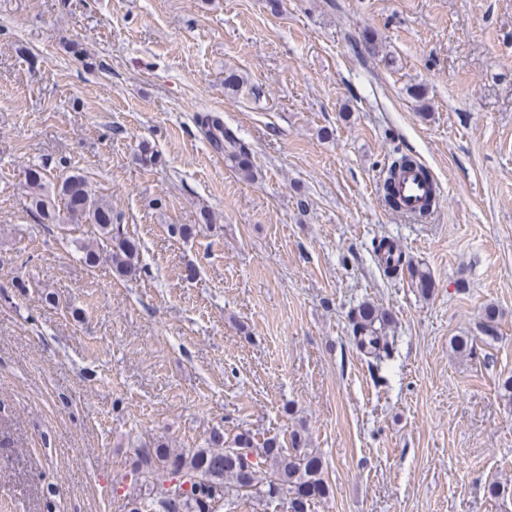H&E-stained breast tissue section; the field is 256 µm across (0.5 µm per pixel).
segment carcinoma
<instances>
[{
	"instance_id": "1",
	"label": "carcinoma",
	"mask_w": 512,
	"mask_h": 512,
	"mask_svg": "<svg viewBox=\"0 0 512 512\" xmlns=\"http://www.w3.org/2000/svg\"><path fill=\"white\" fill-rule=\"evenodd\" d=\"M197 123L216 149L232 157L239 171L251 174L248 148L224 127L220 117L202 113ZM407 160L406 154L393 159L381 185L384 201L391 208V181ZM26 192L40 224L56 221L53 196L57 194L64 201L69 223L96 226L98 239L80 246L87 267L95 268L106 259L116 275L136 274L138 243L114 222L112 205L95 195L84 177L69 175L52 192L45 174L31 171ZM351 320L357 350L377 366L391 356L393 347L381 335L385 314L379 308L364 302L353 311ZM132 474L125 493L128 512H219L230 498L247 497L265 507L283 496L288 498V512H310L315 501L329 494L318 454L299 449L289 452L274 438L259 445L246 432L227 446L224 435L215 431L205 448H167L159 442L152 448H139Z\"/></svg>"
}]
</instances>
